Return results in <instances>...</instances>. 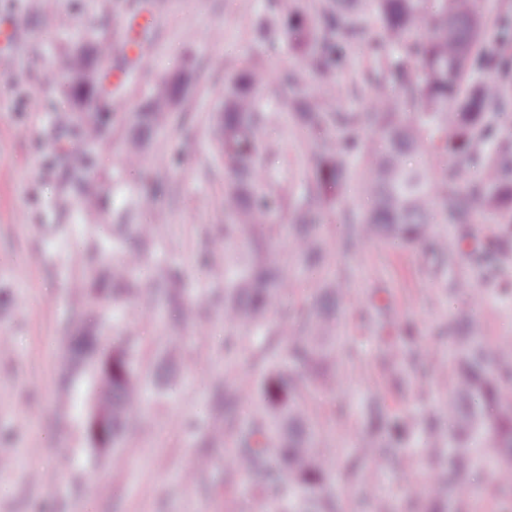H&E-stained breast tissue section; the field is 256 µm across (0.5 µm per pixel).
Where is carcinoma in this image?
Instances as JSON below:
<instances>
[{"label": "carcinoma", "mask_w": 512, "mask_h": 512, "mask_svg": "<svg viewBox=\"0 0 512 512\" xmlns=\"http://www.w3.org/2000/svg\"><path fill=\"white\" fill-rule=\"evenodd\" d=\"M271 10L294 38L300 64L285 70L280 81L295 90L291 106L299 132L317 160L313 185L319 189L350 178L349 155L359 146L355 132L372 133L365 147L366 175L358 194L371 202L361 218L341 214L347 233L336 244L322 235L307 210L292 212L288 228L291 255L297 266L312 270L326 266L336 250L353 253L369 241L398 242L437 250L454 262L448 235L435 221L440 210L444 223L466 226L472 211L480 209L482 226L504 261L512 260V143L492 150L487 140L497 131L501 110L512 107V73L492 80L474 78V64L498 62L512 53V39L494 48L483 41L484 19L476 0H270ZM374 14L393 54L374 48L367 69L349 80L351 90L369 81L373 87L370 111L342 112L336 98L342 92L336 71L345 63V48L363 32L365 15ZM112 70V43L90 32L79 38L71 56L67 91L70 111L94 146L112 114L114 90L99 80ZM321 82L308 91L307 77ZM265 72L246 68L224 86V108L218 126V147L235 181L224 189V214L231 223L224 235L248 233V253L238 270L224 277V325L248 330L264 325L267 312L295 288L285 265L276 258L269 216L283 203L262 186L259 161L263 153L261 130L269 121L258 86ZM181 92V81L169 79L137 113V133L127 151L131 165L140 163L138 141L163 126L171 104ZM415 112L407 117L404 103ZM429 147L445 160L437 174L407 159ZM456 292L471 300V312L456 321L452 364L429 363L433 378L449 389L448 398L421 415L423 445L440 460V468L422 484V497L431 512H466L470 502L485 495L472 474L493 459L496 488L512 492V336L488 334L480 311L485 299L471 281H454ZM348 291L347 278L321 289L318 299L293 323L268 330L254 353L255 364L266 370L259 397V420L241 434L237 456L228 469L267 492L268 512H341L331 478L333 455L317 449L318 435L309 408V396L318 391L340 392L344 378L333 370L336 345L333 330L337 311ZM89 325L67 337L66 355L73 370L101 355L93 374L91 412L99 419L101 447L117 441L128 417L144 393L133 369L131 348L99 352ZM424 355L409 338L401 347L381 352L383 370L393 384L421 381ZM215 397L224 405V432L236 428L238 406L253 400L241 380L225 378ZM370 429L359 441L356 458L371 469L401 467L406 457L401 443L406 429L392 422L382 398L371 395L364 404ZM356 496L371 502L375 512H393L387 498L376 494L375 474L364 475L359 465L345 474Z\"/></svg>", "instance_id": "obj_1"}]
</instances>
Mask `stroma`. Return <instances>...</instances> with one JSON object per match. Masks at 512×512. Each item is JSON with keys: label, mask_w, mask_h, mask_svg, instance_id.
I'll list each match as a JSON object with an SVG mask.
<instances>
[{"label": "stroma", "mask_w": 512, "mask_h": 512, "mask_svg": "<svg viewBox=\"0 0 512 512\" xmlns=\"http://www.w3.org/2000/svg\"><path fill=\"white\" fill-rule=\"evenodd\" d=\"M69 27L57 26L35 0H0V20L17 22L13 52L0 58V512H267L262 488L228 477L234 437L217 438L224 413L211 399L212 383L226 374L258 390L262 374L252 364L258 334L225 351L224 285L197 260L227 263L247 247L241 235H224V187L230 173L216 142L224 84L245 65L270 78L296 64L268 0H149L154 22L142 31L144 63H126L123 26L133 0H57ZM112 35V59L124 67L116 112L94 160L74 177L64 152L80 149L63 139L57 115L71 106L64 90L71 54L70 27ZM52 39H44L46 30ZM171 76L185 89L162 134L143 144L144 161L129 166L125 143L142 105ZM287 87L266 98L271 123L260 170L264 184L286 197L271 216L287 223L292 208L315 212L327 232L341 238L340 209L367 211L351 191H309L305 174L313 157L284 106ZM157 235L142 248L138 227ZM144 250L139 266L126 264ZM352 274L351 295L338 314L351 354L346 389L313 403L321 437L339 469L367 431L364 394L387 385L379 359L380 335L400 339L413 325L417 344L437 357L451 355L445 328L470 302L448 293L454 275L469 277L488 305L489 331L512 336V268L501 271L484 233L465 242L456 266L430 250L384 243L364 245L342 260ZM109 273L120 296H99L104 350L131 346L134 368L151 379L169 368L181 378L167 391L150 388L115 446L93 447L88 433L92 370L78 373L70 389L60 383L63 338L84 321L95 272ZM177 272L175 286L194 320L180 324L184 342L169 348L158 321L142 312L148 291ZM210 300L198 304L201 291ZM411 461L380 481L395 512H420L409 490L435 468L434 458L411 437ZM207 458L197 468L198 458Z\"/></svg>", "instance_id": "stroma-1"}]
</instances>
